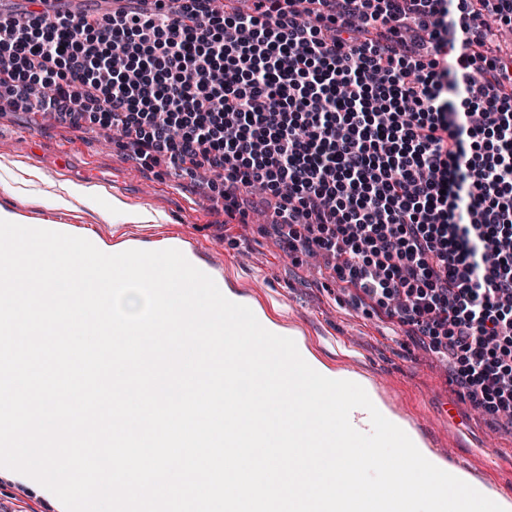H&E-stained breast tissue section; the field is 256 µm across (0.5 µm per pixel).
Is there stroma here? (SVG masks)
Masks as SVG:
<instances>
[{"instance_id":"1","label":"stroma","mask_w":512,"mask_h":512,"mask_svg":"<svg viewBox=\"0 0 512 512\" xmlns=\"http://www.w3.org/2000/svg\"><path fill=\"white\" fill-rule=\"evenodd\" d=\"M212 177L177 176L166 162L129 158L105 130L75 129L48 112H0V204L28 224L69 225L76 236L146 247L169 243L200 259L214 280L227 283L294 333L328 369L342 364L333 337H348L363 378L387 379L400 410L430 447L457 469L512 496V421L494 419L458 395L446 359L406 336L386 316L342 303L322 261L288 257L262 233L260 205L246 223L226 222ZM78 194H69V187ZM145 211L134 223L113 215V202ZM492 445L494 467L478 452ZM0 512H56L37 489L0 473Z\"/></svg>"}]
</instances>
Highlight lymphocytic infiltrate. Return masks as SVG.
<instances>
[{"label":"lymphocytic infiltrate","mask_w":512,"mask_h":512,"mask_svg":"<svg viewBox=\"0 0 512 512\" xmlns=\"http://www.w3.org/2000/svg\"><path fill=\"white\" fill-rule=\"evenodd\" d=\"M0 18V101L118 131L262 203L289 255L411 326L512 419V0H169Z\"/></svg>","instance_id":"obj_1"}]
</instances>
